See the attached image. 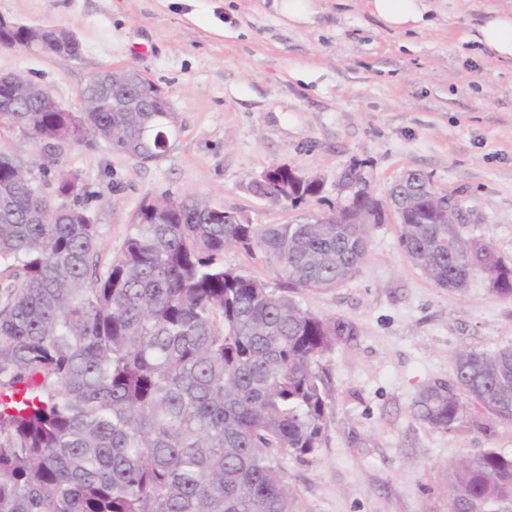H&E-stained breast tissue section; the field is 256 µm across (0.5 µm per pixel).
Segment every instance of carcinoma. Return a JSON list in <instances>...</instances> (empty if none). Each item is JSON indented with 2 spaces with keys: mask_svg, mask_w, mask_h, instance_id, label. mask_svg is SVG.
I'll return each mask as SVG.
<instances>
[{
  "mask_svg": "<svg viewBox=\"0 0 512 512\" xmlns=\"http://www.w3.org/2000/svg\"><path fill=\"white\" fill-rule=\"evenodd\" d=\"M167 101L150 112H87L84 133L142 162L166 152ZM73 115L0 99V125L32 143L67 138ZM271 165L269 192L316 199L317 178ZM74 173L37 182L0 160V512H296L280 458L321 445L334 397L322 358L356 340L342 318L304 310L296 291L336 288L367 254L369 225L254 224L196 198L144 199L120 251L103 240ZM399 243L438 287L476 274L512 298V265L450 224H424L447 196L424 178ZM52 185L54 201L44 195ZM258 254L276 283L224 266ZM455 378L423 387L415 419L449 431L469 406L512 421V347H462ZM448 512H512V453L487 448L448 473Z\"/></svg>",
  "mask_w": 512,
  "mask_h": 512,
  "instance_id": "cac0c4a2",
  "label": "carcinoma"
}]
</instances>
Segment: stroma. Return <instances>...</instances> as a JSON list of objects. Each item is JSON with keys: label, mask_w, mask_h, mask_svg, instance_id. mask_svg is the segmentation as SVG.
Returning <instances> with one entry per match:
<instances>
[{"label": "stroma", "mask_w": 512, "mask_h": 512, "mask_svg": "<svg viewBox=\"0 0 512 512\" xmlns=\"http://www.w3.org/2000/svg\"><path fill=\"white\" fill-rule=\"evenodd\" d=\"M489 6L512 0H437L431 26L402 34L360 0H318L313 23L296 28L272 0H0L1 16L66 27L81 44L75 58L0 49L1 73L39 82L69 107L96 74L134 66L163 88L177 120L169 150L146 163L98 139L50 152L4 127L0 153L79 174L107 260L144 198L192 196L256 224H288L301 208L251 188L263 169L319 178L332 200L359 161L382 202L405 171L430 176L463 209L461 233L512 262V64L455 41ZM296 299L358 332L322 360L335 398L318 451L281 460L297 512H448L452 464L485 448L512 452V422L484 408L450 431L411 413L423 386L452 379L457 349L512 346V299L483 276L448 294L411 263L390 217L370 227L348 282Z\"/></svg>", "instance_id": "stroma-1"}]
</instances>
